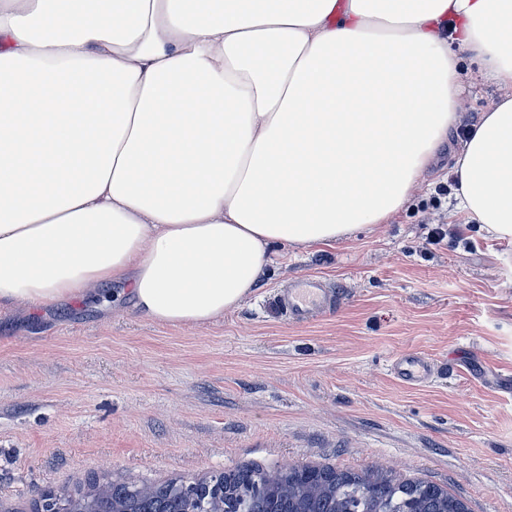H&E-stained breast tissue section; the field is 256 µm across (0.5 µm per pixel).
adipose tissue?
<instances>
[{
	"label": "adipose tissue",
	"mask_w": 512,
	"mask_h": 512,
	"mask_svg": "<svg viewBox=\"0 0 512 512\" xmlns=\"http://www.w3.org/2000/svg\"><path fill=\"white\" fill-rule=\"evenodd\" d=\"M456 210L512 240V0H0V309L123 285L236 311L278 248L387 223L461 124ZM464 70V101L460 111L469 115L471 122L472 117L475 116L473 121L475 123L482 112H485L494 102L509 94V91L486 82L476 64L467 61Z\"/></svg>",
	"instance_id": "ef3b65f1"
}]
</instances>
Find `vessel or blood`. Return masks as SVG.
<instances>
[{"mask_svg": "<svg viewBox=\"0 0 512 512\" xmlns=\"http://www.w3.org/2000/svg\"><path fill=\"white\" fill-rule=\"evenodd\" d=\"M341 302L342 295L332 284L306 275L294 279L278 298L281 310L297 323L330 312ZM392 369L401 382L418 385L431 377L434 366L424 356L400 353L394 357Z\"/></svg>", "mask_w": 512, "mask_h": 512, "instance_id": "vessel-or-blood-1", "label": "vessel or blood"}]
</instances>
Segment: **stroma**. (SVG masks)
<instances>
[{
    "instance_id": "35a3bbf8",
    "label": "stroma",
    "mask_w": 512,
    "mask_h": 512,
    "mask_svg": "<svg viewBox=\"0 0 512 512\" xmlns=\"http://www.w3.org/2000/svg\"><path fill=\"white\" fill-rule=\"evenodd\" d=\"M462 110L505 96L464 65ZM462 141L388 223L332 247L277 249L264 283L202 329L113 315L102 298L0 317V512L90 473L155 482L241 465H379L450 487L470 512H512V241L454 212ZM431 224L459 236L431 245ZM301 274L339 308L288 321L278 292ZM401 352L431 358L398 382ZM394 375L403 383L418 385L425 383L434 370V365L416 353H399L392 363Z\"/></svg>"
}]
</instances>
